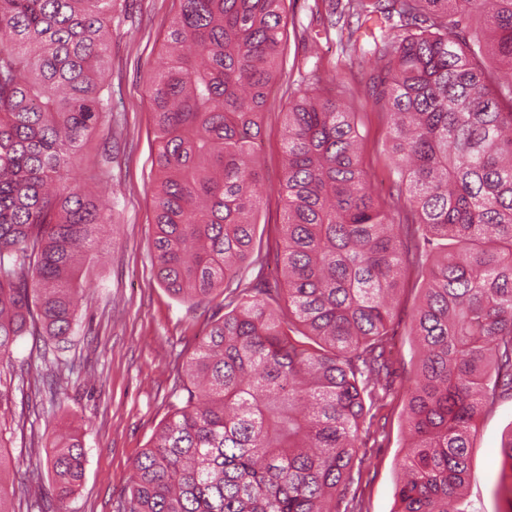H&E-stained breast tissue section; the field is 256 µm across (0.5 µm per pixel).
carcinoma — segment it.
I'll return each instance as SVG.
<instances>
[{"label":"carcinoma","mask_w":512,"mask_h":512,"mask_svg":"<svg viewBox=\"0 0 512 512\" xmlns=\"http://www.w3.org/2000/svg\"><path fill=\"white\" fill-rule=\"evenodd\" d=\"M176 2L146 88L158 143L153 260L172 295L192 306L221 296L225 312L186 360L185 400L133 462L121 512H355L341 504L360 475L366 402L388 389L408 267L424 288L397 512H461L477 419L512 396V0H347L410 218L394 223L371 190L351 113L327 88L300 90L284 112L273 283L240 272L254 252V146L285 57L286 0ZM113 8L0 0V409L16 342L70 335L81 254L107 221L64 171L112 111ZM488 60L508 78L491 81ZM3 448L0 435L9 512ZM84 456L70 436L47 458L55 512H66Z\"/></svg>","instance_id":"carcinoma-1"}]
</instances>
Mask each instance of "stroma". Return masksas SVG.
Segmentation results:
<instances>
[{
	"label": "stroma",
	"instance_id": "35a3bbf8",
	"mask_svg": "<svg viewBox=\"0 0 512 512\" xmlns=\"http://www.w3.org/2000/svg\"><path fill=\"white\" fill-rule=\"evenodd\" d=\"M344 0H287L284 73L264 107L262 134L256 145L263 197L256 239L262 252L282 249L279 225L283 202L277 192L282 175L283 111L289 97L313 89L316 79L331 87L363 137V158L372 188L394 221L404 211L386 168L389 117L367 98L340 29L329 27L332 12ZM112 20L107 82L112 114L83 139L69 172L100 199L110 225L98 235V247L84 265L90 286L77 315L73 336L56 354L62 379L55 397L43 384L42 337H23L13 349L16 378L9 409L0 415L6 453L24 495L14 497L15 512L28 503L56 500L46 456L55 436L77 433L84 444L81 483L67 503L68 512H118L131 485L132 464L149 447L178 401L182 365L203 339L211 320L223 315L217 302L191 306L173 297L153 265L155 234L153 195L157 174L153 118L145 84L164 51V34L175 12L174 0H117ZM406 288L395 309L391 343V379L387 398L367 441L369 467L347 496L358 512H395L401 479L397 465L405 451V401L402 388L413 379L417 343L410 330L419 301L421 279L405 273ZM512 436V398L505 397L482 414L471 454L472 480L463 494L470 512H507L494 493L503 468L500 452Z\"/></svg>",
	"mask_w": 512,
	"mask_h": 512
}]
</instances>
